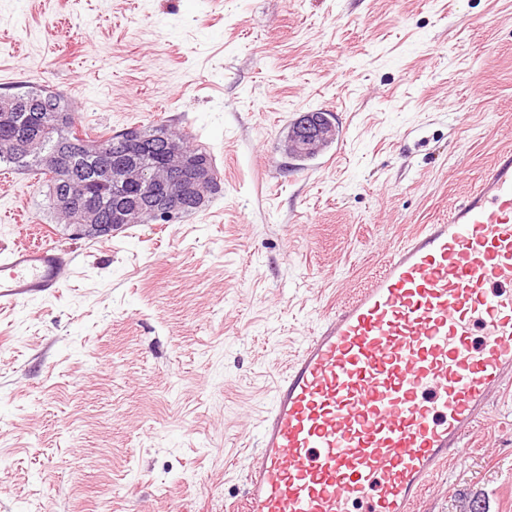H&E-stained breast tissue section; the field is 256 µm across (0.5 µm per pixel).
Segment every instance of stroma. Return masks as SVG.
<instances>
[{"label":"stroma","instance_id":"obj_1","mask_svg":"<svg viewBox=\"0 0 512 512\" xmlns=\"http://www.w3.org/2000/svg\"><path fill=\"white\" fill-rule=\"evenodd\" d=\"M34 85L80 135L187 134L221 190L76 238L0 164V249L70 259L0 309V512H230L277 374L512 149V0H0V94ZM307 112L343 138L328 165L284 150ZM473 495L512 512V389L415 512Z\"/></svg>","mask_w":512,"mask_h":512}]
</instances>
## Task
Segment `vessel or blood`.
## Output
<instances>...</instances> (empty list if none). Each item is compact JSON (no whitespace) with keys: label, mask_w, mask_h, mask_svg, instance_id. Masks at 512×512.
Segmentation results:
<instances>
[{"label":"vessel or blood","mask_w":512,"mask_h":512,"mask_svg":"<svg viewBox=\"0 0 512 512\" xmlns=\"http://www.w3.org/2000/svg\"><path fill=\"white\" fill-rule=\"evenodd\" d=\"M66 255L0 251V306L55 291ZM512 385V151L447 219L308 337L258 423L244 512H414L429 479Z\"/></svg>","instance_id":"obj_1"}]
</instances>
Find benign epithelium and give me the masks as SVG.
<instances>
[{
  "mask_svg": "<svg viewBox=\"0 0 512 512\" xmlns=\"http://www.w3.org/2000/svg\"><path fill=\"white\" fill-rule=\"evenodd\" d=\"M25 125V138L14 136L15 128ZM0 130L12 136V142L27 148L32 141L48 136L42 104L30 103L24 112H0ZM330 138L323 116L317 112L302 115L293 128L290 146L293 150L314 152ZM97 159L94 171L88 173L73 162V150L63 149L51 158L52 175L58 191L50 197L51 207L67 211L79 226L101 236L149 216L155 223L174 221L178 211L194 204L218 182L213 165L205 158H189L173 140L147 143L125 140L111 143L80 140ZM160 155L156 164L144 167L132 154L133 147Z\"/></svg>",
  "mask_w": 512,
  "mask_h": 512,
  "instance_id": "1",
  "label": "benign epithelium"
}]
</instances>
